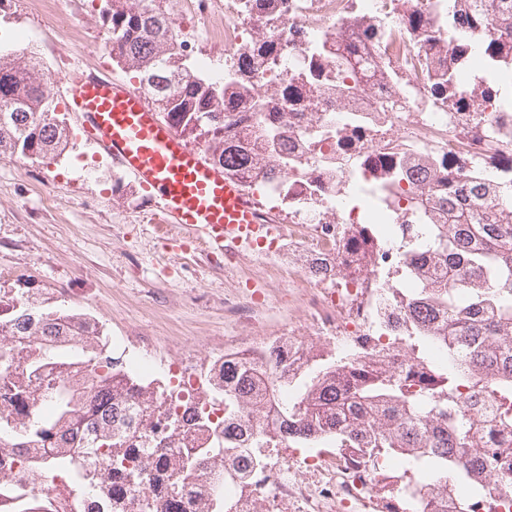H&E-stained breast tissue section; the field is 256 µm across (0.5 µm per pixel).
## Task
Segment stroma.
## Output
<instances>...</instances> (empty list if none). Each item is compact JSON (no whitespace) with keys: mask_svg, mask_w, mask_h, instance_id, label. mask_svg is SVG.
Segmentation results:
<instances>
[{"mask_svg":"<svg viewBox=\"0 0 512 512\" xmlns=\"http://www.w3.org/2000/svg\"><path fill=\"white\" fill-rule=\"evenodd\" d=\"M99 8V0H62L59 13L48 17L33 0H0V35L49 68L69 130L60 156L21 170L0 160V281L46 290L92 315L113 343V357L146 363L160 379L173 364L204 378L224 352L282 337L309 338L315 349L335 351V339L315 338L313 316L272 277L281 267H303V252H244L231 271L208 260L197 245L180 243L143 190L87 138L60 76L78 67L138 85L126 68L102 58ZM73 20L86 45L79 54L66 53L59 37ZM243 294L252 301L248 323L224 310L225 299Z\"/></svg>","mask_w":512,"mask_h":512,"instance_id":"stroma-1","label":"stroma"}]
</instances>
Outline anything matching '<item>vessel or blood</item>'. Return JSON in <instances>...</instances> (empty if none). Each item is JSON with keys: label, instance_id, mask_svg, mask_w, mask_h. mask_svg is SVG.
Listing matches in <instances>:
<instances>
[{"label": "vessel or blood", "instance_id": "1", "mask_svg": "<svg viewBox=\"0 0 512 512\" xmlns=\"http://www.w3.org/2000/svg\"><path fill=\"white\" fill-rule=\"evenodd\" d=\"M65 80L89 138L146 191L162 220L198 240L206 256L263 254L279 244L282 227L162 120L144 91L77 72Z\"/></svg>", "mask_w": 512, "mask_h": 512}]
</instances>
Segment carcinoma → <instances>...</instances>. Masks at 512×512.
Segmentation results:
<instances>
[{
	"mask_svg": "<svg viewBox=\"0 0 512 512\" xmlns=\"http://www.w3.org/2000/svg\"><path fill=\"white\" fill-rule=\"evenodd\" d=\"M255 2L252 32L227 83L184 56L161 0H101L99 9L112 30V58L134 72L161 118L204 142L211 165L245 191L280 182L293 163L288 155L301 147L302 131L285 127L281 114L309 126L323 95L341 112L352 89L401 81L369 62L394 31L423 49L417 68L448 118L512 113V96L467 74L477 45L483 70L512 76V0H447L439 24L414 0H397L402 9L391 27L355 0L336 39L303 62L301 77L270 81L262 98L254 77L278 71L267 25L286 0ZM328 58L332 82L323 79ZM408 96L380 90L366 111L400 112ZM380 126L353 122L333 147L348 161L371 158L375 216L337 225L332 247L306 264L321 281L357 283L383 246L381 226L398 224L402 253L423 255L422 264L398 266L396 279L364 289L404 296L380 307V316L404 340L406 369L367 337L361 352L334 356L279 338L274 358L238 351L213 361L208 402L224 404V418L214 420L198 401L165 407V384L113 358L95 318L58 309L43 292L0 287V367L14 373L0 384V457L19 464L16 473L0 471V484H34L54 470L71 475L73 512L91 498L107 512H129L133 492L143 493L146 512H244L263 449L324 444L340 458L357 450L366 463L379 455L399 462L401 486L377 485L386 512L423 501L435 512H478L494 493L502 512H512V494L502 491L512 447L490 437L512 435V152L497 148L512 129L478 120L465 135L479 151L412 158L380 138ZM67 138L42 64L0 52V158H45L63 151ZM465 390L484 394L494 413L458 407ZM192 430L205 439L187 451ZM0 512L58 510L52 496H3Z\"/></svg>",
	"mask_w": 512,
	"mask_h": 512,
	"instance_id": "obj_1",
	"label": "carcinoma"
}]
</instances>
